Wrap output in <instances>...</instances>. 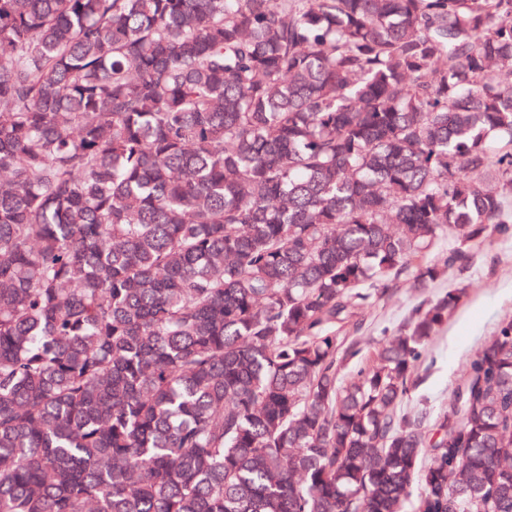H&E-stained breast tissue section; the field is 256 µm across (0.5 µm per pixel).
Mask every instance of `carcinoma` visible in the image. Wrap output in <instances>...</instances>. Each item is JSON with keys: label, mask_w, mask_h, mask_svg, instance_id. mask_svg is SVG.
Returning <instances> with one entry per match:
<instances>
[{"label": "carcinoma", "mask_w": 512, "mask_h": 512, "mask_svg": "<svg viewBox=\"0 0 512 512\" xmlns=\"http://www.w3.org/2000/svg\"><path fill=\"white\" fill-rule=\"evenodd\" d=\"M511 76L512 0H0V512H512V320L432 435L461 290L342 335L512 230Z\"/></svg>", "instance_id": "cac0c4a2"}]
</instances>
